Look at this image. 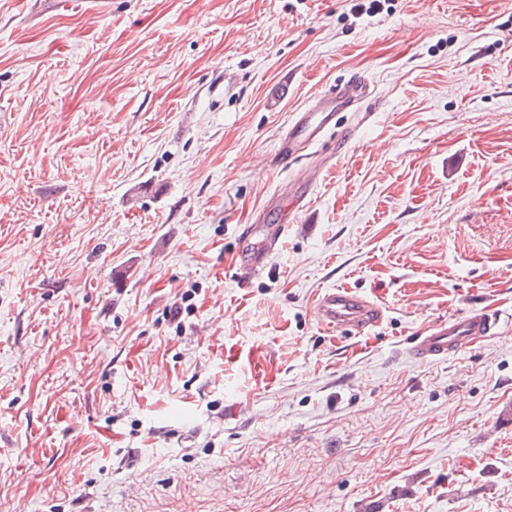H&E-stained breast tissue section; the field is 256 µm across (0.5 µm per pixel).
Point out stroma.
Wrapping results in <instances>:
<instances>
[{
    "mask_svg": "<svg viewBox=\"0 0 512 512\" xmlns=\"http://www.w3.org/2000/svg\"><path fill=\"white\" fill-rule=\"evenodd\" d=\"M1 447L0 512H512V0H0ZM365 80L353 78L340 85L335 92L319 97L314 107L302 113L295 124L288 129L276 151L279 165H288L298 157L302 146L311 145L320 140L331 122L334 112H353L367 96ZM320 322L328 328L350 326L355 335H364L384 318L385 309L346 289H331L322 294L316 304ZM499 317L487 310L469 309L430 325L409 342L408 351L419 361H433L471 348L497 334Z\"/></svg>",
    "mask_w": 512,
    "mask_h": 512,
    "instance_id": "obj_1",
    "label": "stroma"
}]
</instances>
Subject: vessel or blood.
<instances>
[{
  "mask_svg": "<svg viewBox=\"0 0 512 512\" xmlns=\"http://www.w3.org/2000/svg\"><path fill=\"white\" fill-rule=\"evenodd\" d=\"M367 94L365 80L353 78L336 91L320 96L315 106L304 111L282 139L276 151L278 164L284 167L291 164L303 146L320 140L334 113L355 111ZM316 311L326 327L347 326L359 335L376 327L385 315L380 305L339 288L322 294ZM498 329L495 313L469 309L430 325L411 339L408 351L416 360L433 361L469 349L475 342L496 335Z\"/></svg>",
  "mask_w": 512,
  "mask_h": 512,
  "instance_id": "vessel-or-blood-1",
  "label": "vessel or blood"
}]
</instances>
